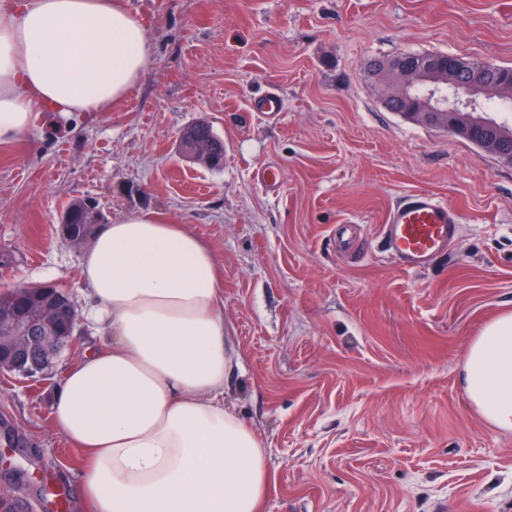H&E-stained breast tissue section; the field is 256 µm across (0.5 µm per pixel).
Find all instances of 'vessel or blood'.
<instances>
[{"instance_id":"1","label":"vessel or blood","mask_w":512,"mask_h":512,"mask_svg":"<svg viewBox=\"0 0 512 512\" xmlns=\"http://www.w3.org/2000/svg\"><path fill=\"white\" fill-rule=\"evenodd\" d=\"M459 211L437 195L415 191L388 211L381 239L390 260L400 269L430 268L458 235Z\"/></svg>"}]
</instances>
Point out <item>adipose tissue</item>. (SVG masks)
I'll return each instance as SVG.
<instances>
[{"instance_id":"obj_1","label":"adipose tissue","mask_w":512,"mask_h":512,"mask_svg":"<svg viewBox=\"0 0 512 512\" xmlns=\"http://www.w3.org/2000/svg\"><path fill=\"white\" fill-rule=\"evenodd\" d=\"M153 45L125 0H0V144L47 117L105 112L145 75ZM95 345L61 374L57 429L90 453L94 512H259L272 479L255 433L224 404L236 360L213 252L140 212L99 225L81 260ZM477 414L512 431V313L467 347Z\"/></svg>"}]
</instances>
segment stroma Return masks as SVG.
<instances>
[{
    "instance_id": "obj_1",
    "label": "stroma",
    "mask_w": 512,
    "mask_h": 512,
    "mask_svg": "<svg viewBox=\"0 0 512 512\" xmlns=\"http://www.w3.org/2000/svg\"><path fill=\"white\" fill-rule=\"evenodd\" d=\"M154 56L106 112L43 121L0 144V290L47 282L82 302V248L58 231L90 199L108 222L152 211L219 264L240 359L224 402L259 435L272 475L262 512H512V432L461 385L468 343L512 312V164L389 112L370 68L438 52L512 67V0H127ZM275 92L273 119L255 99ZM204 121L212 170L182 157ZM278 166L266 192L258 170ZM461 213L450 251L422 271L389 259L380 228L403 195ZM62 354L46 380L0 373V431L28 473L0 467L18 512H91L85 454L56 428ZM179 145L183 157L205 163L211 169H219L224 164V140L207 123H197L188 128ZM204 159L212 163H206Z\"/></svg>"
}]
</instances>
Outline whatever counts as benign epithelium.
I'll return each instance as SVG.
<instances>
[{
	"label": "benign epithelium",
	"instance_id": "benign-epithelium-1",
	"mask_svg": "<svg viewBox=\"0 0 512 512\" xmlns=\"http://www.w3.org/2000/svg\"><path fill=\"white\" fill-rule=\"evenodd\" d=\"M489 63L470 61L442 54L438 57L418 58L400 55L386 65L380 78L386 108L408 120L443 129L491 153L501 161L512 163V153L504 142L512 139V130L504 127L490 113L473 106L488 91L498 95L512 93V70L500 81L485 82ZM58 308L45 303L26 316L8 315L0 319V329L11 333V351L17 355L32 353V329L45 331L40 337L41 349L49 352L55 346L73 343L74 330L80 317L73 318L69 328H57Z\"/></svg>",
	"mask_w": 512,
	"mask_h": 512
}]
</instances>
